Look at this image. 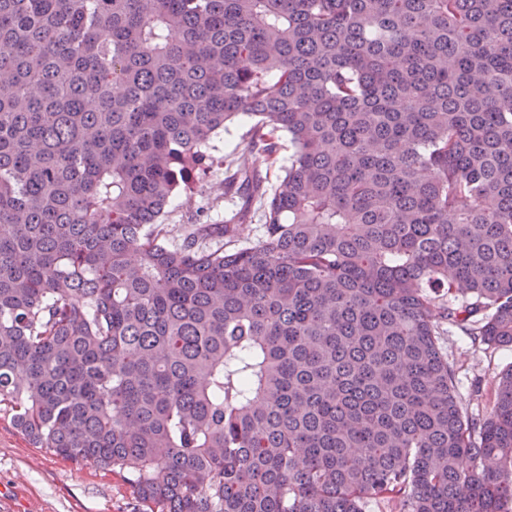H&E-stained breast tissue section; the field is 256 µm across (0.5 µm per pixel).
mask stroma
<instances>
[{
  "instance_id": "obj_1",
  "label": "stroma",
  "mask_w": 512,
  "mask_h": 512,
  "mask_svg": "<svg viewBox=\"0 0 512 512\" xmlns=\"http://www.w3.org/2000/svg\"><path fill=\"white\" fill-rule=\"evenodd\" d=\"M234 169L213 168L200 179L193 199H175L169 223L175 224L169 242H181L178 224L186 222L200 203L210 202L205 218L219 224L230 218L237 200L225 195L224 184ZM441 346L450 362L459 367V392L469 398L473 382L492 391L498 372L512 365V347L483 351L469 337L446 332ZM132 487L120 476L93 466H75L33 448L17 431L9 413L0 412V512H132Z\"/></svg>"
}]
</instances>
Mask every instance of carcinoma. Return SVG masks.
Instances as JSON below:
<instances>
[{
  "mask_svg": "<svg viewBox=\"0 0 512 512\" xmlns=\"http://www.w3.org/2000/svg\"><path fill=\"white\" fill-rule=\"evenodd\" d=\"M240 114L265 236L168 245ZM444 324L512 345V0H0V407L33 447L136 512H512V365L469 409ZM281 143V150L278 155V161L276 164L270 166L262 156H252L250 157V163L257 167L259 170L265 174L267 171L268 177L271 180L272 183H275L277 179L282 175V172L279 170V167L284 164L288 156L292 153V147L290 142L288 141L287 137H283L280 141Z\"/></svg>",
  "mask_w": 512,
  "mask_h": 512,
  "instance_id": "carcinoma-1",
  "label": "carcinoma"
}]
</instances>
